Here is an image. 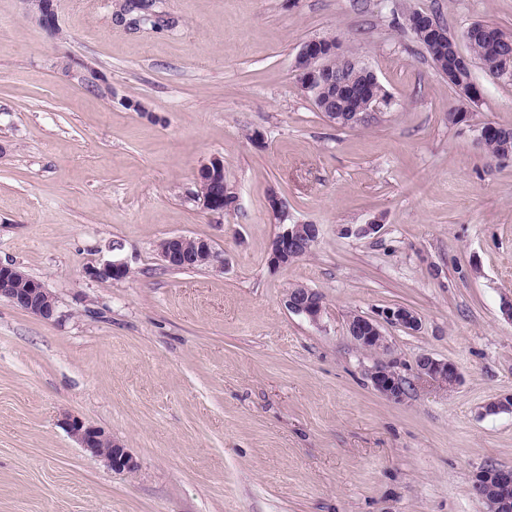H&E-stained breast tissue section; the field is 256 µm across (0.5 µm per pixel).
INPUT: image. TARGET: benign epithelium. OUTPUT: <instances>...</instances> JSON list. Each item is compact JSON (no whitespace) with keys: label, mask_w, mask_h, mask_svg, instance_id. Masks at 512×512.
<instances>
[{"label":"benign epithelium","mask_w":512,"mask_h":512,"mask_svg":"<svg viewBox=\"0 0 512 512\" xmlns=\"http://www.w3.org/2000/svg\"><path fill=\"white\" fill-rule=\"evenodd\" d=\"M25 2L30 13L35 15L45 28H57L54 0ZM405 24L418 43H424L438 56L448 58L446 26L435 18L417 11L405 15ZM334 52L336 49L321 39H312L304 43L294 61L297 81L330 122H361L378 110L384 100L374 97L372 83L366 81L355 87L349 81L336 76L327 63L328 55ZM84 69L87 72V85L106 97L112 96L110 85L97 82L95 68L86 64ZM338 96L346 98L348 103V108L341 113L329 108V104ZM198 180L207 181L211 185V192L203 197L206 208L212 212H224V159L220 156L211 157L200 167ZM269 205L273 215L279 220V225L282 226V231L273 240L270 252V264L280 268L285 266V258L298 250L301 225L285 223L283 202L277 193L270 194ZM184 239V235L166 238L167 247L158 250L159 258L164 265L202 264L207 267H224V258L215 250L210 240L200 239L196 244V253L188 257L180 249V242ZM85 274L94 280H121L128 277L130 268L125 261L117 259L99 266H89ZM2 299L44 320H53L59 316L57 298L41 281L13 264L0 263V300ZM286 305L291 312L303 315L312 322L319 320L323 310L321 294L310 288L291 291L286 296ZM385 325L417 331L420 329V319L413 311L398 306L382 312L379 318L355 315L348 320L347 329L361 349L370 352L385 351L388 349L387 339L382 331ZM416 370L422 379L445 389H452L460 382L457 367L447 360L422 356L417 361ZM371 381L374 389L388 399L399 400L404 394L402 379L390 363H377L371 371ZM63 425L67 433L92 457L104 459L111 468L119 471L132 472L137 468L133 456L113 441L104 429L71 415L63 419ZM488 483L497 484L501 495L492 501H485L487 512H512V468H483L475 476L474 488L478 491Z\"/></svg>","instance_id":"benign-epithelium-1"}]
</instances>
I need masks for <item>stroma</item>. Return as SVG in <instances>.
Segmentation results:
<instances>
[{
    "label": "stroma",
    "instance_id": "stroma-1",
    "mask_svg": "<svg viewBox=\"0 0 512 512\" xmlns=\"http://www.w3.org/2000/svg\"><path fill=\"white\" fill-rule=\"evenodd\" d=\"M124 4L56 0L53 35L0 0V262L60 313L0 301V512H486L476 473L512 467V410H485L512 394V157L479 134L512 126V78L474 67L462 104L403 16L432 14L465 53L472 23L512 35V0H159L153 27ZM329 37L391 99L364 124L330 123L296 80L301 45ZM215 155L239 199L224 214L197 195ZM273 191L320 229L280 268ZM173 235L212 241L223 268L163 266ZM112 259L127 278L86 275ZM294 285L320 292L319 322L288 311ZM396 306L420 329L358 349L349 317ZM424 354L458 386L418 380ZM383 358L401 400L370 382ZM66 414L137 469L87 455Z\"/></svg>",
    "mask_w": 512,
    "mask_h": 512
}]
</instances>
